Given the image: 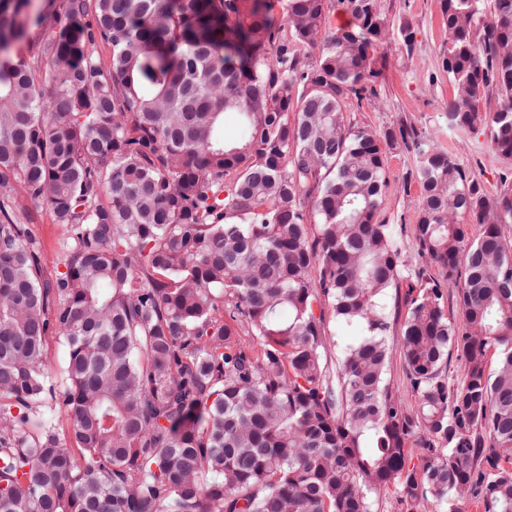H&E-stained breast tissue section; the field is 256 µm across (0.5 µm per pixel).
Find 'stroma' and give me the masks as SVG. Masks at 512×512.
<instances>
[{
	"label": "stroma",
	"instance_id": "obj_1",
	"mask_svg": "<svg viewBox=\"0 0 512 512\" xmlns=\"http://www.w3.org/2000/svg\"><path fill=\"white\" fill-rule=\"evenodd\" d=\"M387 24V38L375 55L378 72L375 96L349 100L344 120L353 129L378 133L406 129L411 144H396L386 156L388 185L377 214L390 224L415 257L413 226L422 205V189L414 176L417 165L415 141L434 144L483 184L488 197L512 198V160L505 159L480 134L450 131L443 107L453 98V86L442 65L444 30L441 0H377ZM410 26L414 40L404 44L399 29ZM27 224L39 244L43 276L54 279L64 268V228L44 207L25 202ZM403 290L389 289L385 304L391 328L387 337L392 355V383L402 385L405 374L399 353L405 320Z\"/></svg>",
	"mask_w": 512,
	"mask_h": 512
}]
</instances>
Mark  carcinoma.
<instances>
[{"label":"carcinoma","mask_w":512,"mask_h":512,"mask_svg":"<svg viewBox=\"0 0 512 512\" xmlns=\"http://www.w3.org/2000/svg\"><path fill=\"white\" fill-rule=\"evenodd\" d=\"M47 2L51 30L0 0V512H376L390 487L405 512H512V200L422 142L416 253L464 269L462 324L415 273L407 395L387 378L382 297L409 263L376 215L406 132L343 117L378 74L376 0L326 34V0H287L282 23L270 0ZM441 10L448 129L512 159V0ZM18 187L65 228L53 282ZM332 320L357 331L335 365ZM45 358L51 370L57 392H60L66 385L64 369L67 361V348L58 336L47 337Z\"/></svg>","instance_id":"cac0c4a2"}]
</instances>
